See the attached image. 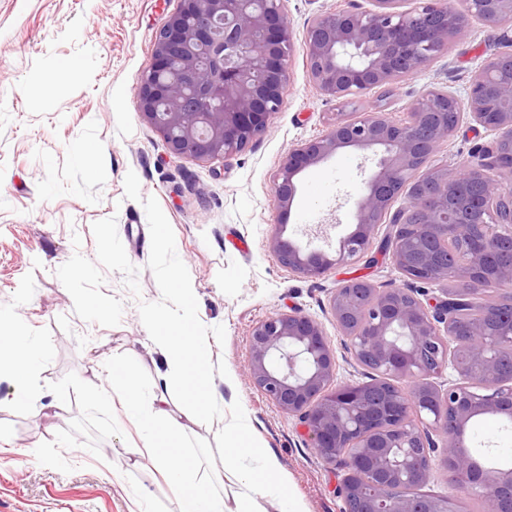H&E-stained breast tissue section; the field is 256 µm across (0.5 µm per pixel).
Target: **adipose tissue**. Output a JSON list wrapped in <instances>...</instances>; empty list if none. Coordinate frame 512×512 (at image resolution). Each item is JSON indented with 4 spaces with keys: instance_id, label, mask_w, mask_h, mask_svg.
I'll list each match as a JSON object with an SVG mask.
<instances>
[{
    "instance_id": "ef3b65f1",
    "label": "adipose tissue",
    "mask_w": 512,
    "mask_h": 512,
    "mask_svg": "<svg viewBox=\"0 0 512 512\" xmlns=\"http://www.w3.org/2000/svg\"><path fill=\"white\" fill-rule=\"evenodd\" d=\"M180 300L167 317L164 334L152 337L151 343L159 357L157 382L144 387L124 364L112 367L114 375L125 384L122 407L125 417L139 433L140 447L134 458L150 461L155 472L174 492L177 512H262L261 498L277 501L279 512H299L287 483L275 462L263 459L256 468L239 466L244 455L248 426L233 420L224 426V470L239 486L234 507H227L222 491L213 481L200 474L197 459L184 446L183 420L199 417L202 410H216L214 393H201L200 387L211 375V362L206 337L195 329V308L188 298L190 287L175 281ZM11 311L0 310V379L9 378L23 392L29 404H37L40 396L32 383L38 368L47 358V350L30 329L23 325L4 328ZM178 381L183 391V420L173 419L168 410L165 384Z\"/></svg>"
}]
</instances>
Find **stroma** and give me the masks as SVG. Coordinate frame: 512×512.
Returning <instances> with one entry per match:
<instances>
[{"mask_svg": "<svg viewBox=\"0 0 512 512\" xmlns=\"http://www.w3.org/2000/svg\"><path fill=\"white\" fill-rule=\"evenodd\" d=\"M179 0H0V307H14L49 355L39 368L37 409L0 381V512H177L149 466L134 467V425L121 409L101 414L93 396L120 397L111 366L155 380L149 341L173 297V278L195 288L197 330L211 341L212 385L224 413L190 424L185 446L205 475L224 465L222 418L243 414L253 446L276 463L301 512H344V472L308 446L297 416L247 374L250 334L263 317L295 306L321 323L337 353L338 381L364 380L345 346L330 299L343 281L408 285L388 255L336 264L355 228L357 204L380 158L344 149L303 170L290 208L275 179L297 144L321 135L336 113L380 110L407 118L437 89L464 94L473 72L512 28L476 23L392 89L342 104L310 81L306 29L321 13L368 11L372 0H282L295 46L284 105L265 134L226 160L170 156L139 114L135 93L157 30ZM495 136L472 121L431 157L456 166ZM332 265L317 279L291 271L269 248L276 233ZM67 389L66 410L51 405ZM471 446L489 443L491 466L512 468V426L474 419Z\"/></svg>", "mask_w": 512, "mask_h": 512, "instance_id": "1", "label": "stroma"}]
</instances>
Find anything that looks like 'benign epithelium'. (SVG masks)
Segmentation results:
<instances>
[{"label": "benign epithelium", "mask_w": 512, "mask_h": 512, "mask_svg": "<svg viewBox=\"0 0 512 512\" xmlns=\"http://www.w3.org/2000/svg\"><path fill=\"white\" fill-rule=\"evenodd\" d=\"M324 13L307 27L309 77L323 95L346 100L413 75L470 22L512 24V0H468L455 12L436 0L402 10ZM293 32L281 0H180L156 32L153 63L136 106L176 157L225 159L267 130L290 80ZM496 134L448 169L425 164L464 117ZM378 148V169L356 210V227L336 262L369 253L376 228L396 227L383 242L394 265L420 288H377L353 279L331 298L338 329L370 382L336 380V351L321 324L297 308L272 313L251 331L247 373L283 411L299 416L309 447L346 469L338 494L346 512H457L452 495L412 491L433 478L443 439L451 484L484 502V512H512V469L489 467L465 444L468 424L498 415L512 424V319L494 311L460 322L457 308L483 288L512 286V52L486 60L466 97L429 90L408 118L338 112L327 131L289 151L275 192L291 205L301 171L341 149ZM407 194L409 206L392 211ZM280 263L308 278L331 265L276 234ZM467 285L455 297L427 298L425 287ZM448 374V383L433 379Z\"/></svg>", "instance_id": "benign-epithelium-1"}]
</instances>
